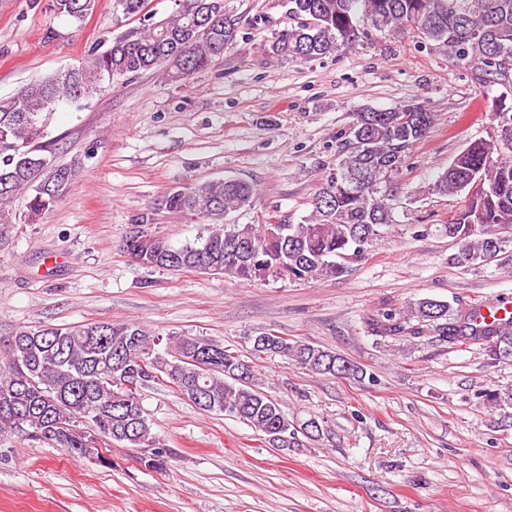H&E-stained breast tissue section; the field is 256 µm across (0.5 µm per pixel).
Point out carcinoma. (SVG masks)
<instances>
[{
  "label": "carcinoma",
  "instance_id": "obj_1",
  "mask_svg": "<svg viewBox=\"0 0 512 512\" xmlns=\"http://www.w3.org/2000/svg\"><path fill=\"white\" fill-rule=\"evenodd\" d=\"M146 0H112L117 19L139 26L93 53L82 66L33 80L0 99V224H13L12 203L22 195L34 222L65 197L75 167L56 163L44 142L53 114L98 90L139 74L160 71L170 84L186 81L224 55L238 33L228 0H183L156 21ZM288 27L263 44L271 63L308 62L352 46L364 25L394 34L413 33L419 46L471 66L485 84L512 86V0H285ZM53 11L82 21L96 0H53ZM496 126L470 142L439 175L442 194H470L442 229L456 246L455 267L482 266L512 257V104H492ZM434 115L420 104L353 113L336 163L326 171L309 214L299 224H228L251 207L257 188L239 179H211L170 189L163 208L211 225L208 235L175 246L164 238L127 252L139 263L172 272L192 271L226 280L256 282L338 278L348 262L367 255L393 226V207L381 194L415 144L428 137ZM376 336L400 340L434 334L453 344H477L493 361L512 359V322L480 324L446 301L421 298L368 317ZM160 337L134 323L96 322L69 327L21 325L0 342V440L19 436L65 448L76 460L112 466L111 442L153 448L147 460L164 467L166 450L153 446L152 426L138 390L117 376L150 382L165 377L206 413H226L263 433L273 448H300L299 436L323 434L318 419L297 424L261 392L255 367L198 337ZM258 359L287 356L306 369L340 378L363 373L354 362L320 346L291 341L272 330L251 338ZM492 409L512 406V390H489Z\"/></svg>",
  "mask_w": 512,
  "mask_h": 512
}]
</instances>
